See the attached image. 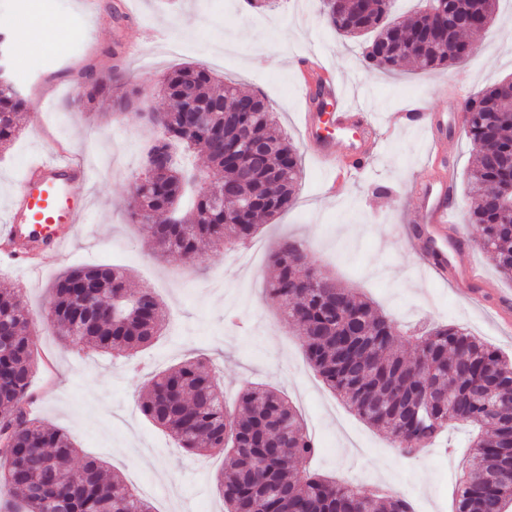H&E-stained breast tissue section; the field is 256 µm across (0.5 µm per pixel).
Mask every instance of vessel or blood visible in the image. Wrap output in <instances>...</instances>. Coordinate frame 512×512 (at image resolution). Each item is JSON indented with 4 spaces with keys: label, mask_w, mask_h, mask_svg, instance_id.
<instances>
[{
    "label": "vessel or blood",
    "mask_w": 512,
    "mask_h": 512,
    "mask_svg": "<svg viewBox=\"0 0 512 512\" xmlns=\"http://www.w3.org/2000/svg\"><path fill=\"white\" fill-rule=\"evenodd\" d=\"M308 70L316 76L318 95L306 97L300 115L304 137L313 145L311 154L322 166L328 187H335L352 172L363 169L369 155L385 134L371 113L347 107L343 89L331 70L311 61ZM336 104L327 119L337 130L348 133L344 144L323 135L318 109L324 101ZM90 173L83 161L59 151L30 163L12 196L4 223L0 224V253L8 255L17 267L37 270L47 260L59 257L70 241L79 214L86 207L84 188ZM454 189L453 174L436 173L413 188L414 221L406 225L409 241L417 248L435 278L455 280L468 288L475 305L493 288L473 265L456 263L465 246L448 238L455 214L448 204Z\"/></svg>",
    "instance_id": "vessel-or-blood-1"
}]
</instances>
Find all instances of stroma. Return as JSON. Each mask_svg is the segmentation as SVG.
Wrapping results in <instances>:
<instances>
[{
    "label": "stroma",
    "mask_w": 512,
    "mask_h": 512,
    "mask_svg": "<svg viewBox=\"0 0 512 512\" xmlns=\"http://www.w3.org/2000/svg\"><path fill=\"white\" fill-rule=\"evenodd\" d=\"M97 2L88 16L79 0H0V72L29 101L19 135L0 150V212L28 162L54 147L73 150L91 169L88 206L63 256L30 281L0 258V288L23 289L37 317L34 413L66 432L82 454L101 458L109 475L125 480L153 512H224L216 490L223 456L186 455L138 408L148 379L198 357L213 369L227 410L237 409L240 392L254 382L286 393L321 448L311 470L354 481L363 490L379 484L411 492L419 512H452L453 475L468 454L472 426L456 424L433 448L400 456L385 433L323 384L305 357L297 327L281 317L264 291L274 274L270 255L287 235L300 240L324 272L365 295L400 328L460 326L511 357L512 310L494 299L481 309L471 306L451 284L433 281L403 240L410 186L432 169L430 129L391 132L370 163L330 197L322 190L324 172L304 152L297 202L260 225L253 266L239 265L224 250L191 261L160 258L127 213L132 184L143 168L146 123L135 112L120 120L102 116L81 95L79 73L94 63L114 66L124 77L123 89L141 92L159 111L166 106L158 89L161 76L180 64L206 63L224 82L264 95L281 130L303 151V69L296 60L308 52L334 70L348 90V104L366 106L377 121L408 102H421L426 112L444 119L442 162L454 171L455 232L467 246L461 259L512 297V282L500 277L490 254L477 246L476 226L463 220L476 152L461 120H448L456 100L445 95L455 88L464 100L512 75V47L499 42L512 26V0H499L497 17L477 36L473 55L430 73L411 64L399 73L366 66L361 42L339 37L325 23L321 0H275L265 10L251 9L246 0H129L131 11L121 16L114 13L118 0ZM39 23L54 25L56 36L21 52V42ZM380 185L388 194H376ZM99 263L126 268L131 286L152 289L162 304L161 336L133 357L63 347L46 318L52 280Z\"/></svg>",
    "instance_id": "1"
}]
</instances>
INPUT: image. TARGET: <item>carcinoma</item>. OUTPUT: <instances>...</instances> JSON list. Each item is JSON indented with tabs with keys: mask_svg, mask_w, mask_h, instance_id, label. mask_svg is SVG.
Returning <instances> with one entry per match:
<instances>
[{
	"mask_svg": "<svg viewBox=\"0 0 512 512\" xmlns=\"http://www.w3.org/2000/svg\"><path fill=\"white\" fill-rule=\"evenodd\" d=\"M496 2L454 0L451 16L422 31L424 17L393 16V0H369L360 7L344 0L324 7L336 34L364 42L368 67L395 71L410 62L422 71L455 65L465 58L466 40L448 36L457 16L486 13L495 21ZM88 94L112 91L117 70L88 68ZM504 80L473 94L462 105L471 113L468 137L478 150L468 175L465 222L476 225L501 275L512 279V217L499 208L495 192L512 189V104ZM168 107L147 115L156 129L149 149L173 152L181 144L208 158V190L190 208L179 209L193 179L180 163L135 183L128 210L160 256L194 259L207 248L244 246L256 234L258 217L273 219L292 206L301 175V154L278 128L264 98L226 84L204 63H185L161 80ZM27 100L9 81L0 83V147L19 134ZM252 105L245 123L224 124V113ZM249 146L263 142L261 172L247 180L224 141ZM272 173L279 186L258 196L254 210L239 212L241 198L255 194ZM236 193L224 195V185ZM276 277L267 297L284 320L297 327L304 353L327 387L362 420L383 431L404 457L436 443L452 424H472V456L454 489L453 512H507L512 504V359L457 326H433L420 335L400 336L392 319L370 301L313 266L306 248L281 241L271 256ZM50 312L65 346H83L132 356L163 328L155 292H133L119 266L71 269L51 286ZM34 316L20 289H0V512H152L124 481L106 475L105 464L84 459L63 431L44 424L29 409L34 370ZM140 411L192 455L221 453L217 478L224 512H412L398 492L374 486L362 490L306 470L317 453L301 419L278 389L250 385L230 413L212 371L189 358L155 374L146 384Z\"/></svg>",
	"mask_w": 512,
	"mask_h": 512,
	"instance_id": "1",
	"label": "carcinoma"
}]
</instances>
